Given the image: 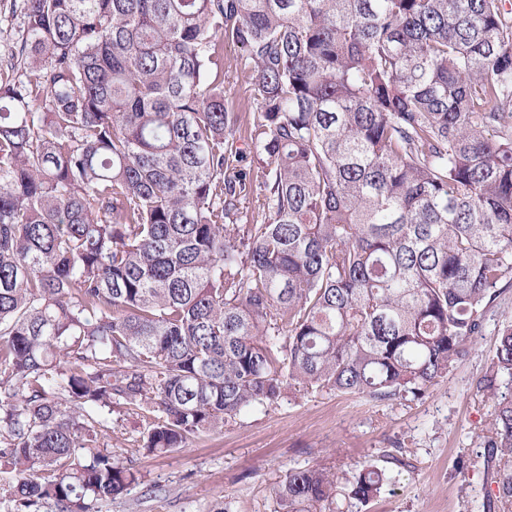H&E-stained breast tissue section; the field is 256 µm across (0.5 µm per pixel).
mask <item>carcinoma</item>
<instances>
[{"label":"carcinoma","mask_w":512,"mask_h":512,"mask_svg":"<svg viewBox=\"0 0 512 512\" xmlns=\"http://www.w3.org/2000/svg\"><path fill=\"white\" fill-rule=\"evenodd\" d=\"M0 68V487L90 512L135 481L112 408L165 454L282 391L423 396L512 279L502 0H10ZM251 67L250 223L224 42ZM480 388L512 505V319ZM386 481L366 467L348 497ZM338 481L291 470L286 512ZM21 15L19 11L12 14L9 9L1 6L0 2V54L6 52L9 47L21 36Z\"/></svg>","instance_id":"cac0c4a2"}]
</instances>
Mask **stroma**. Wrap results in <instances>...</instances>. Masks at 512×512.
I'll list each match as a JSON object with an SVG mask.
<instances>
[{"label": "stroma", "mask_w": 512, "mask_h": 512, "mask_svg": "<svg viewBox=\"0 0 512 512\" xmlns=\"http://www.w3.org/2000/svg\"><path fill=\"white\" fill-rule=\"evenodd\" d=\"M224 92L241 123L250 122L251 72L229 42ZM507 317L512 285L453 371L411 402L288 390L278 404L247 410L169 454L139 450L141 416L113 409L103 448L130 459L136 480L93 512H281L275 492L288 470L320 469L344 482L367 464L388 476L379 496L365 505L340 495L331 512H483L493 486L486 445L494 402L479 382Z\"/></svg>", "instance_id": "obj_1"}]
</instances>
